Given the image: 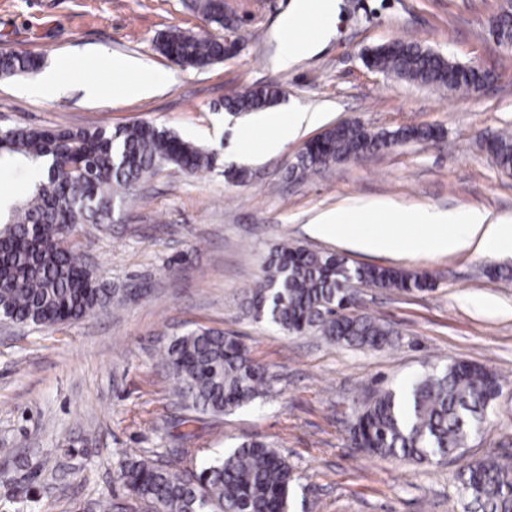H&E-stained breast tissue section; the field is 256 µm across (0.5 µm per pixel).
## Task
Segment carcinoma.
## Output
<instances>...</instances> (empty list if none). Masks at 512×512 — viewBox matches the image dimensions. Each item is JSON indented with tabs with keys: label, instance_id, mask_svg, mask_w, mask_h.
I'll use <instances>...</instances> for the list:
<instances>
[{
	"label": "carcinoma",
	"instance_id": "obj_1",
	"mask_svg": "<svg viewBox=\"0 0 512 512\" xmlns=\"http://www.w3.org/2000/svg\"><path fill=\"white\" fill-rule=\"evenodd\" d=\"M205 20L228 26L224 0H202ZM172 62L205 68L224 58L221 41L173 30L158 42ZM368 61L385 75L432 88L469 93L476 82L454 77L458 63L415 42L377 46ZM39 61L21 54L0 56V76L36 70ZM280 92L268 86L225 99L233 112L263 111ZM432 127L373 131L355 122L327 130L305 145L288 169L305 178L359 152H377L397 142L434 139ZM497 166L512 170V133L489 145ZM16 163L26 178V198L0 205V315L33 326L80 320L110 304V293L83 264L78 244L61 248L56 239L76 218L110 224L116 201L141 182L168 169L197 173L214 154L148 122L115 129L27 128L0 138V160ZM364 284L396 291L424 290L427 279L400 268L352 265L333 252L283 244L266 262L264 275L247 291L246 309L295 335L316 332L329 342L380 349L392 332L377 318L355 311L352 288ZM173 394L192 413L224 414L262 397L270 386L267 369L237 337L199 327L173 337L162 353ZM500 377L488 368L455 361L431 369L397 392L375 393L355 415L352 434L372 456L429 463L466 447L498 396ZM116 478L137 499L165 512H292L295 477L288 461L270 444L250 440L202 464L195 478L146 460L121 462ZM462 512H512V464L477 460L456 475Z\"/></svg>",
	"mask_w": 512,
	"mask_h": 512
}]
</instances>
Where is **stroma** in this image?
<instances>
[{"label": "stroma", "instance_id": "obj_1", "mask_svg": "<svg viewBox=\"0 0 512 512\" xmlns=\"http://www.w3.org/2000/svg\"><path fill=\"white\" fill-rule=\"evenodd\" d=\"M232 29L205 21L198 0H0V53L68 68L66 90L35 93L37 73L0 78V129L114 128L141 121L176 132L216 156L193 175L152 177L108 224H81L79 255L112 290L113 304L54 328L0 324V512H88L109 501L153 512L115 479L125 459L192 470L244 441L271 444L292 465L305 512H462L455 474L474 460H512V280L488 267L512 256L361 252L308 233L325 211L363 220L376 204L469 210L512 218V173L485 148L512 129V48L489 33L498 0H341L332 35L312 55L278 70L277 29L292 0H224ZM179 29L232 42L223 61L197 70L161 54ZM490 71L475 92L435 90L370 72L362 55L396 40ZM107 48L159 76L152 97L111 105L85 99L84 82L129 81L97 55ZM283 92L280 111L321 113L277 153L270 131L225 98L259 86ZM373 130L431 126L435 141L395 145L333 164L303 180L288 168L310 139L342 122ZM251 141H243L244 131ZM248 170L246 181L231 178ZM288 242L344 255L353 264L426 275L425 291L356 286L360 312L392 329L390 346L348 347L293 336L243 305L269 252ZM236 336L271 376L267 396L233 413L183 423L159 361L170 338L196 327ZM465 360L502 379L486 424L466 448L416 464L354 448V410L370 391L399 388L435 366Z\"/></svg>", "mask_w": 512, "mask_h": 512}]
</instances>
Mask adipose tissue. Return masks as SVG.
Wrapping results in <instances>:
<instances>
[{"label":"adipose tissue","mask_w":512,"mask_h":512,"mask_svg":"<svg viewBox=\"0 0 512 512\" xmlns=\"http://www.w3.org/2000/svg\"><path fill=\"white\" fill-rule=\"evenodd\" d=\"M339 12L338 0H293L291 9L278 27V51L273 59L274 67L285 70L299 58L317 51L331 34L332 21ZM315 18L318 22V36L314 39L300 37L296 26L297 19ZM113 70L138 72V79L110 91L99 83L84 85V95L88 100L101 103L110 100L137 99L153 93L159 84L155 76L140 74L138 62L121 58H111ZM320 120L319 113L297 112L291 117L282 118L276 111H266L262 123L272 129L273 135L264 143V152L270 153L294 139L302 126L313 125ZM387 228L377 231L357 230L350 213L344 211L320 214L311 229L321 238L346 240L360 250L375 253L398 251H419L426 249L435 253H455L478 245L489 252L512 255V222L505 219H490L479 210L468 211H428L396 208L387 213ZM420 225L429 228L426 236L406 235V226Z\"/></svg>","instance_id":"ef3b65f1"}]
</instances>
